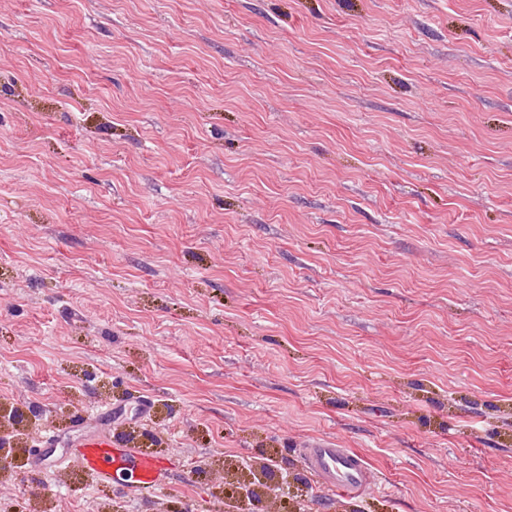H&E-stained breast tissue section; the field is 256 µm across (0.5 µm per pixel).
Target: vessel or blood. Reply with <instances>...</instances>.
I'll list each match as a JSON object with an SVG mask.
<instances>
[{"instance_id": "b4317fda", "label": "vessel or blood", "mask_w": 512, "mask_h": 512, "mask_svg": "<svg viewBox=\"0 0 512 512\" xmlns=\"http://www.w3.org/2000/svg\"><path fill=\"white\" fill-rule=\"evenodd\" d=\"M87 474L104 482L113 471L133 474L136 490L147 491L165 484L169 467L164 458L131 447L127 438L99 433L80 441L72 452ZM305 467L321 486L340 497L353 499L372 489L376 476L364 455L355 448L336 447L329 439L316 438L301 450Z\"/></svg>"}]
</instances>
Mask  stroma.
<instances>
[{
    "mask_svg": "<svg viewBox=\"0 0 512 512\" xmlns=\"http://www.w3.org/2000/svg\"><path fill=\"white\" fill-rule=\"evenodd\" d=\"M108 429L165 486L90 479ZM240 488L512 512V0H0V512ZM301 456L320 485L342 498L361 497L375 485V473L356 448H336L329 439L316 438L301 448Z\"/></svg>",
    "mask_w": 512,
    "mask_h": 512,
    "instance_id": "obj_1",
    "label": "stroma"
}]
</instances>
